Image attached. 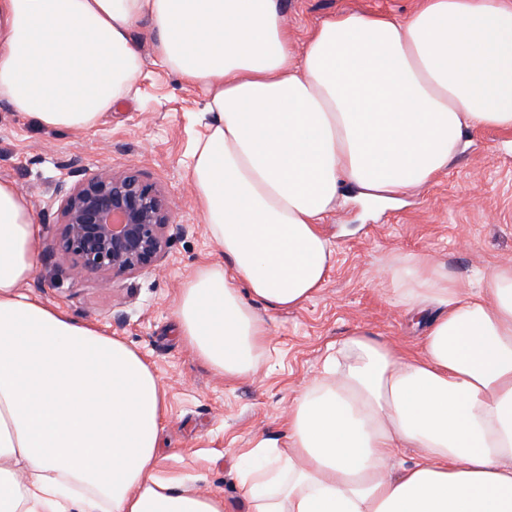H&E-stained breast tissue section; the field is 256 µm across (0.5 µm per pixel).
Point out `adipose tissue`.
I'll return each instance as SVG.
<instances>
[{"mask_svg":"<svg viewBox=\"0 0 512 512\" xmlns=\"http://www.w3.org/2000/svg\"><path fill=\"white\" fill-rule=\"evenodd\" d=\"M206 90L188 166L224 260L176 305L182 338L228 378L323 287L320 224L343 189L391 199L446 172L465 131L512 129V0L355 11L293 52L280 0H0V103L47 129H92L145 60ZM39 227L0 182V512H224L156 474L165 391L136 350L27 289ZM427 321L417 355L363 332L327 354L285 441L248 451V512H512V264L479 288L414 255L388 271ZM415 460L396 466L404 449Z\"/></svg>","mask_w":512,"mask_h":512,"instance_id":"ef3b65f1","label":"adipose tissue"}]
</instances>
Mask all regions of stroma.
Returning <instances> with one entry per match:
<instances>
[{
  "label": "stroma",
  "mask_w": 512,
  "mask_h": 512,
  "mask_svg": "<svg viewBox=\"0 0 512 512\" xmlns=\"http://www.w3.org/2000/svg\"><path fill=\"white\" fill-rule=\"evenodd\" d=\"M419 0H282L293 48L314 23L345 11L405 15ZM134 35L146 65L130 97L86 132L36 125L0 103V182L30 199L39 246L56 234L51 197L68 164L88 171L136 168L170 198L182 230L161 270L104 283L74 280L37 265L29 289L72 318L107 328L149 362L166 391L157 474L224 493V512H247L241 457L263 439H283L299 392L320 370L330 345L352 331L412 354L426 326L397 304L386 266L424 255L464 278L512 262V131L467 132L446 173L395 201L339 198L322 229L333 242L328 278L302 307L268 311L265 360L252 375H218L184 343L174 304L207 262L223 261L188 178L191 149L210 117L205 90L155 64L143 30Z\"/></svg>",
  "instance_id": "stroma-1"
}]
</instances>
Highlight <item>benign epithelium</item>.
<instances>
[{
  "label": "benign epithelium",
  "mask_w": 512,
  "mask_h": 512,
  "mask_svg": "<svg viewBox=\"0 0 512 512\" xmlns=\"http://www.w3.org/2000/svg\"><path fill=\"white\" fill-rule=\"evenodd\" d=\"M67 176L56 188L59 222L44 263L60 256L75 278L115 279L161 267L179 225L155 183L138 170L111 167H73Z\"/></svg>",
  "instance_id": "benign-epithelium-1"
}]
</instances>
